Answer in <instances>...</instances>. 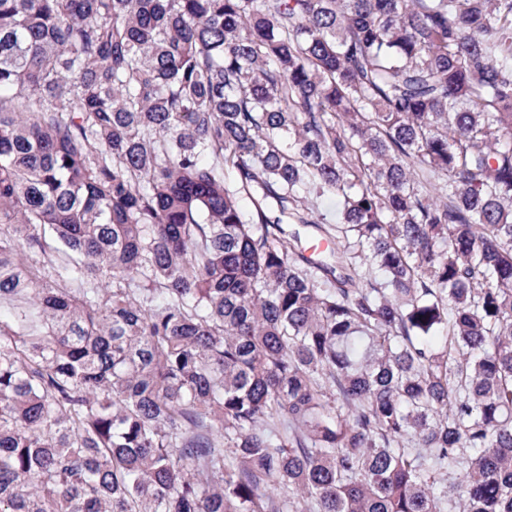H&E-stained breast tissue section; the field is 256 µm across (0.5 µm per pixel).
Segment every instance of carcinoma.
Here are the masks:
<instances>
[{"label":"carcinoma","mask_w":512,"mask_h":512,"mask_svg":"<svg viewBox=\"0 0 512 512\" xmlns=\"http://www.w3.org/2000/svg\"><path fill=\"white\" fill-rule=\"evenodd\" d=\"M3 305L0 512H512V0H0ZM283 228L286 231V234L291 237V234L294 232L299 233L300 242L299 246L301 247L303 253L307 256H311L313 259H319L323 260L327 257L328 253H323L326 250V247L322 250H316L312 254L308 253V249L313 246L317 245L321 240V237L323 235L317 231L314 227L307 225V224H293L292 222H288V224H282Z\"/></svg>","instance_id":"obj_1"}]
</instances>
